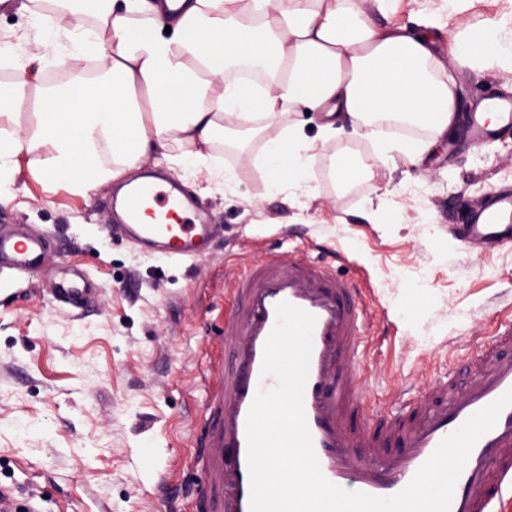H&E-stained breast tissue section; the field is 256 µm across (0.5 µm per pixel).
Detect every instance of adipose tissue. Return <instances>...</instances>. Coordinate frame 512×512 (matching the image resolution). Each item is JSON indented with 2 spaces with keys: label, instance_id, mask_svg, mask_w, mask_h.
Listing matches in <instances>:
<instances>
[{
  "label": "adipose tissue",
  "instance_id": "obj_1",
  "mask_svg": "<svg viewBox=\"0 0 512 512\" xmlns=\"http://www.w3.org/2000/svg\"><path fill=\"white\" fill-rule=\"evenodd\" d=\"M35 12L43 31L66 36L72 57H95L104 76L63 91L33 83L25 53L8 44L13 79L0 86V202L22 153L47 183L77 193L123 177L149 152L232 181L210 162L225 129L245 119L293 112L397 115L451 133L458 80L436 54L433 17L425 31L391 24L398 0H86L92 25L66 27L76 0ZM460 67L512 72V8L488 25L458 31ZM36 110L26 131L16 118ZM300 128L268 140L261 165L272 185L301 183L310 157Z\"/></svg>",
  "mask_w": 512,
  "mask_h": 512
}]
</instances>
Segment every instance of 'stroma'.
I'll return each mask as SVG.
<instances>
[{"mask_svg": "<svg viewBox=\"0 0 512 512\" xmlns=\"http://www.w3.org/2000/svg\"><path fill=\"white\" fill-rule=\"evenodd\" d=\"M12 2L0 11V39L26 50L31 73L61 83L83 68L64 43H44L27 0ZM507 6L476 0L438 33L461 112L485 94H512V73L461 70L448 51L456 28ZM323 123L319 112L291 113L247 142L213 144L234 182L184 181L224 227L214 254L196 261L113 240L117 182L76 194L46 186L29 155L19 157L0 227L21 224L54 243L33 275L0 274V485L16 500L42 512H195L186 491L200 477L195 430L218 382L210 356L224 329L226 284L269 250L308 254L319 242L345 254L335 271L362 290L368 320L355 370L376 414H394L450 371L466 385L491 329L512 322V244L467 247L452 226L462 206L512 188V130L483 148L460 136L440 142L415 167L380 128L341 119L324 141ZM291 125L315 143L297 190L269 184L258 163L267 140ZM345 148L374 157L358 193L323 173ZM73 270L99 290L71 310L52 303L51 290Z\"/></svg>", "mask_w": 512, "mask_h": 512, "instance_id": "35a3bbf8", "label": "stroma"}]
</instances>
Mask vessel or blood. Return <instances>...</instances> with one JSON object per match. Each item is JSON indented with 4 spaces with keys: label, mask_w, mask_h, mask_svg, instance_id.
I'll return each mask as SVG.
<instances>
[{
    "label": "vessel or blood",
    "mask_w": 512,
    "mask_h": 512,
    "mask_svg": "<svg viewBox=\"0 0 512 512\" xmlns=\"http://www.w3.org/2000/svg\"><path fill=\"white\" fill-rule=\"evenodd\" d=\"M488 109L468 116L474 146L512 129V99L490 96ZM112 203L123 213L113 237L170 260L210 255L218 227L174 176L148 173ZM462 237L468 243L512 241V190L490 192L470 210ZM47 245L43 235L0 232V271L31 274L41 266ZM229 294L220 345L230 355L218 368L217 386L208 391L207 425L196 444L202 478L194 494L203 512H250L246 420L257 391L276 384L274 377L262 376L261 365L280 302L315 318L304 412L323 475L343 489L376 497L397 494L444 438L512 389V357L502 352L512 346L508 325L481 347L472 363L475 377L463 394H455V378L448 375L396 415L378 417L353 369L366 318L361 290L352 281L336 277L321 259L269 253L233 279ZM88 296L81 278L62 281L54 294L69 305ZM358 448L368 449L367 460L355 458ZM450 512H512V406L473 447Z\"/></svg>",
    "instance_id": "b4317fda"
}]
</instances>
